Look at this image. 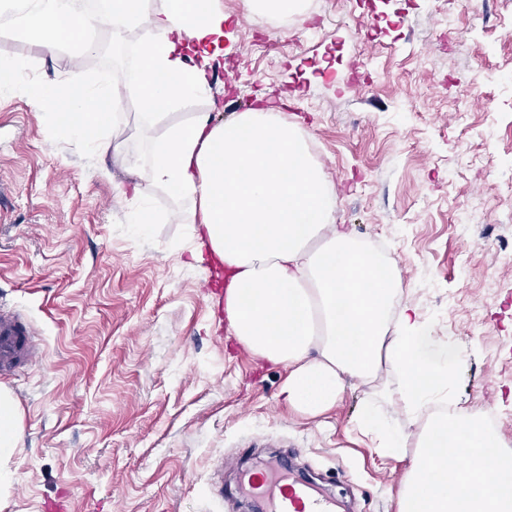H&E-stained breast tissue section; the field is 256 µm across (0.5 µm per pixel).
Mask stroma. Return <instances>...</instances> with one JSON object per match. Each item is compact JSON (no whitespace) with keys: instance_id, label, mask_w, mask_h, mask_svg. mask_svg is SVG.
Segmentation results:
<instances>
[{"instance_id":"1","label":"stroma","mask_w":512,"mask_h":512,"mask_svg":"<svg viewBox=\"0 0 512 512\" xmlns=\"http://www.w3.org/2000/svg\"><path fill=\"white\" fill-rule=\"evenodd\" d=\"M236 21L209 95L154 127L116 132L129 161L57 130L27 93L58 82H124L144 24L103 27L81 49L0 24V58L27 75L0 92V308L22 314L38 359L8 374L21 416L0 512H251L241 470L287 460L341 512H398L405 464L355 426L362 389L308 420L288 406L283 366L218 328L192 258L187 207L162 190L138 231L128 199L147 139L192 113L214 121L281 100L336 190L333 216L381 250L402 300L458 352L448 399L494 412L512 447V0H299L288 17L222 0ZM454 29L445 52L437 35Z\"/></svg>"}]
</instances>
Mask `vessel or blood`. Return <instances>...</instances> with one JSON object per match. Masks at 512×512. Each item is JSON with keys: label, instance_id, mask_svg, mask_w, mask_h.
<instances>
[{"label": "vessel or blood", "instance_id": "obj_1", "mask_svg": "<svg viewBox=\"0 0 512 512\" xmlns=\"http://www.w3.org/2000/svg\"><path fill=\"white\" fill-rule=\"evenodd\" d=\"M39 355L30 325L14 313L0 311V369L9 371ZM242 480L267 502L269 512H336V504L307 483L295 480L283 464Z\"/></svg>", "mask_w": 512, "mask_h": 512}]
</instances>
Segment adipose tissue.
I'll return each instance as SVG.
<instances>
[{
    "label": "adipose tissue",
    "mask_w": 512,
    "mask_h": 512,
    "mask_svg": "<svg viewBox=\"0 0 512 512\" xmlns=\"http://www.w3.org/2000/svg\"><path fill=\"white\" fill-rule=\"evenodd\" d=\"M148 20L156 36L127 88L145 124L205 93L225 38L221 0H105L113 30ZM14 24L53 46L63 25H86L73 0H28ZM55 127L94 151L125 160L114 134L120 95L109 82L55 83L33 96ZM151 163L135 189V222L156 220L153 188L189 205L197 263L220 261L228 328L260 361L287 368L281 387L297 412L317 417L346 389L367 387L359 419L385 454L401 430L382 412L400 394L409 422L426 414L404 471L398 512H512V450L462 404L426 413L442 390L453 352L438 348L413 308L397 299L399 278L378 253L333 217L335 188L310 156L299 128L281 113L252 109L226 122L210 113L150 139Z\"/></svg>",
    "instance_id": "obj_1"
}]
</instances>
